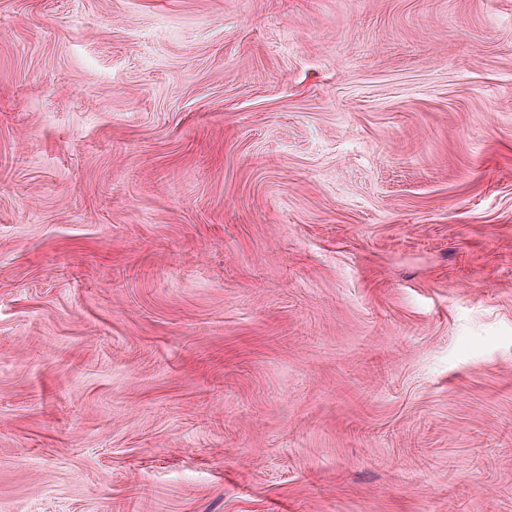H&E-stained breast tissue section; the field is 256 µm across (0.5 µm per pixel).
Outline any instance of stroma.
<instances>
[{
  "label": "stroma",
  "instance_id": "obj_1",
  "mask_svg": "<svg viewBox=\"0 0 512 512\" xmlns=\"http://www.w3.org/2000/svg\"><path fill=\"white\" fill-rule=\"evenodd\" d=\"M0 512H512V0H0Z\"/></svg>",
  "mask_w": 512,
  "mask_h": 512
}]
</instances>
